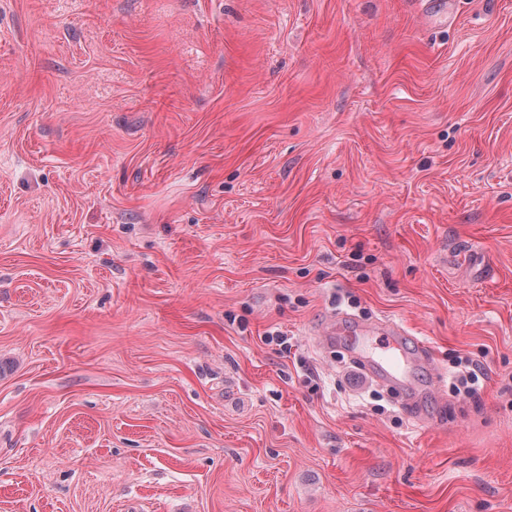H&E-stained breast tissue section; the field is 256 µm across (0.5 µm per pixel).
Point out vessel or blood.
<instances>
[{
  "instance_id": "obj_1",
  "label": "vessel or blood",
  "mask_w": 512,
  "mask_h": 512,
  "mask_svg": "<svg viewBox=\"0 0 512 512\" xmlns=\"http://www.w3.org/2000/svg\"><path fill=\"white\" fill-rule=\"evenodd\" d=\"M421 4L424 16L431 21L445 25L455 17L456 0H421ZM320 334L325 343L347 345L350 355L369 378L398 389L408 406H418L413 368L430 365L431 355L428 346L410 336L400 324L383 321L341 326L331 317Z\"/></svg>"
}]
</instances>
